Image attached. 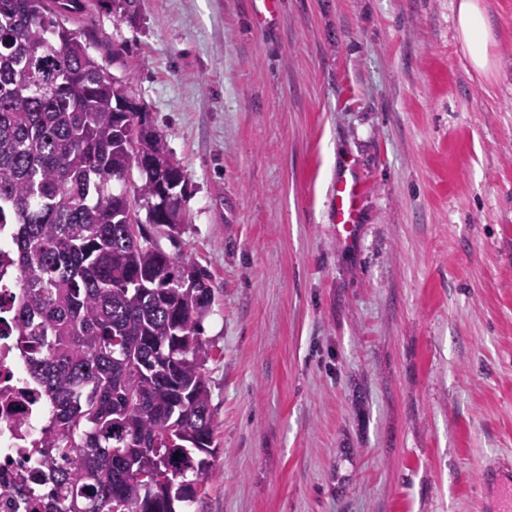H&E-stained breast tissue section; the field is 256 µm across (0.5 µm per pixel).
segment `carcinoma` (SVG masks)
<instances>
[{
  "mask_svg": "<svg viewBox=\"0 0 512 512\" xmlns=\"http://www.w3.org/2000/svg\"><path fill=\"white\" fill-rule=\"evenodd\" d=\"M79 4L0 0V225L20 268L18 347L49 404L37 448L53 493L36 512H177L213 446V286L161 245L184 171L148 113L125 108L128 83L61 22Z\"/></svg>",
  "mask_w": 512,
  "mask_h": 512,
  "instance_id": "cac0c4a2",
  "label": "carcinoma"
}]
</instances>
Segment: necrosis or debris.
<instances>
[{"mask_svg": "<svg viewBox=\"0 0 512 512\" xmlns=\"http://www.w3.org/2000/svg\"><path fill=\"white\" fill-rule=\"evenodd\" d=\"M19 269L9 230L0 227V512H34L39 463L32 455L49 414L39 386L16 347Z\"/></svg>", "mask_w": 512, "mask_h": 512, "instance_id": "obj_1", "label": "necrosis or debris"}]
</instances>
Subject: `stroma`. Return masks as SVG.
<instances>
[{"instance_id":"stroma-1","label":"stroma","mask_w":512,"mask_h":512,"mask_svg":"<svg viewBox=\"0 0 512 512\" xmlns=\"http://www.w3.org/2000/svg\"><path fill=\"white\" fill-rule=\"evenodd\" d=\"M65 18L187 174L214 416L188 512H493L512 456V0H103ZM127 67L111 62L113 47ZM362 183L336 236L337 175ZM455 12L457 38L467 49L471 70L488 83L495 81L500 61L489 51L495 33L484 2L458 0Z\"/></svg>"}]
</instances>
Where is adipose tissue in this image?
I'll use <instances>...</instances> for the list:
<instances>
[{"label": "adipose tissue", "instance_id": "1", "mask_svg": "<svg viewBox=\"0 0 512 512\" xmlns=\"http://www.w3.org/2000/svg\"><path fill=\"white\" fill-rule=\"evenodd\" d=\"M455 12L457 38L468 52L472 71L485 81H495L500 62L489 51L495 33L483 0H457Z\"/></svg>", "mask_w": 512, "mask_h": 512}]
</instances>
